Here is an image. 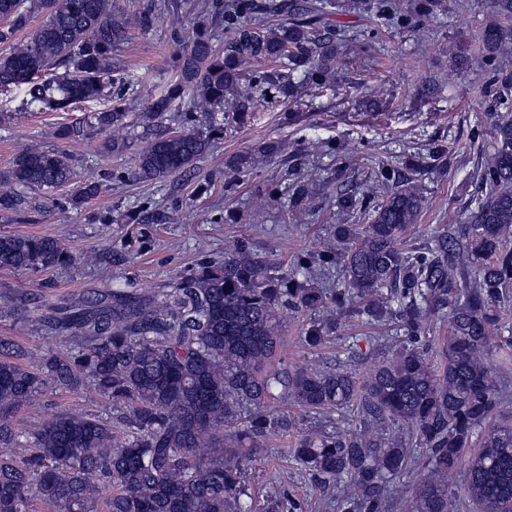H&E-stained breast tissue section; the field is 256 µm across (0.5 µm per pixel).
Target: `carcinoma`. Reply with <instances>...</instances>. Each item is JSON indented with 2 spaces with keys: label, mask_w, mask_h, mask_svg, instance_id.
Listing matches in <instances>:
<instances>
[{
  "label": "carcinoma",
  "mask_w": 512,
  "mask_h": 512,
  "mask_svg": "<svg viewBox=\"0 0 512 512\" xmlns=\"http://www.w3.org/2000/svg\"><path fill=\"white\" fill-rule=\"evenodd\" d=\"M333 0H234L223 15L234 38L214 49L211 21L201 14L185 40L177 79L153 88L142 124L161 123L175 103L191 95V111L208 128L186 126L143 145L135 176L163 181L188 172L224 134L217 115L248 118L268 97L294 102L303 86L323 88L341 65L336 36L326 35ZM45 21L28 29L31 18ZM287 20L269 24V17ZM153 14L129 16L114 0H0V94L23 87L31 112H69L79 103L110 96L112 54L131 25L146 31ZM29 30L15 45L17 33ZM491 150L480 167L485 194L468 222L441 236L427 253L400 242L417 222L424 197L406 182L387 192L361 231L339 224L336 277L330 293L313 286L304 261L273 268L241 246L220 264L204 266L173 288L153 293H112V307L70 310L60 317L74 331V350L40 357L0 343V512H34L29 489L57 512H252L248 471L271 430L294 425L267 413L287 400L305 413L351 408L363 422L344 434L324 429L300 438L290 457L320 484L336 490L341 512H460L448 474L467 464L469 497L482 512H512V425L490 424L504 404L488 359L512 362V336L502 335L500 304L512 297V28L482 31ZM120 105L92 113L83 125L63 122L56 136L72 140L84 127L131 129ZM280 150L268 143L229 157L246 173ZM75 176L71 158L33 145L0 173V212L22 210L26 190L47 195ZM100 192L84 182L77 206ZM308 204L300 182L288 197L294 216ZM71 261L54 238L0 235V268L36 270ZM332 300L324 321L309 323L302 343L323 346L339 319L360 304L375 319L397 321L383 336L382 360L359 377L348 369L273 370L283 348L279 308L317 312ZM448 323L437 359L418 346L430 322ZM61 391L86 385L123 409L121 437L99 416L52 415L29 439L33 452L15 455L21 433L11 418L31 404L46 383ZM249 409L246 421L241 414ZM410 425L404 438L392 426ZM420 479L400 501L392 482L409 467Z\"/></svg>",
  "instance_id": "carcinoma-1"
}]
</instances>
